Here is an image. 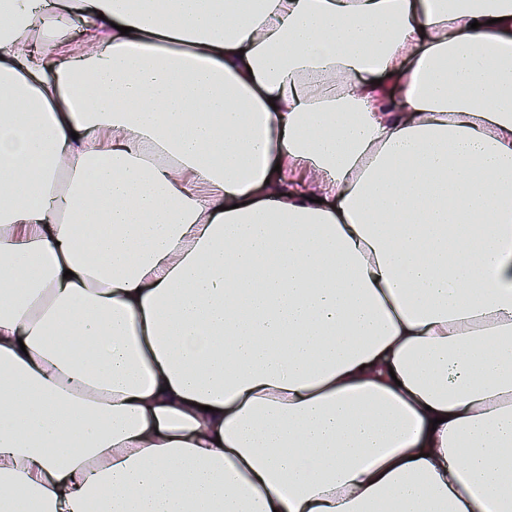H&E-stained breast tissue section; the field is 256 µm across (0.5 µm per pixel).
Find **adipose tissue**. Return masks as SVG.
Returning <instances> with one entry per match:
<instances>
[{
  "label": "adipose tissue",
  "instance_id": "1",
  "mask_svg": "<svg viewBox=\"0 0 512 512\" xmlns=\"http://www.w3.org/2000/svg\"><path fill=\"white\" fill-rule=\"evenodd\" d=\"M512 512V0H0V512Z\"/></svg>",
  "mask_w": 512,
  "mask_h": 512
}]
</instances>
